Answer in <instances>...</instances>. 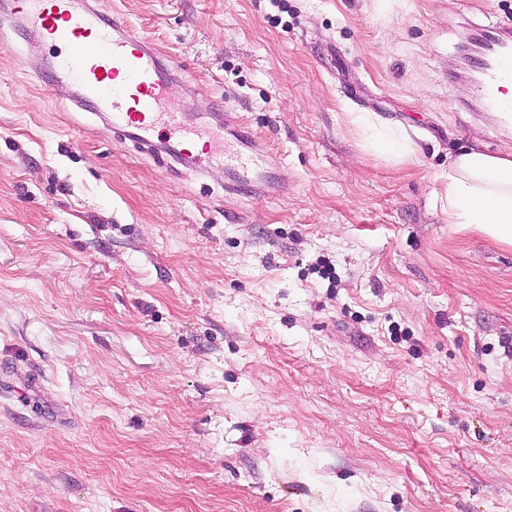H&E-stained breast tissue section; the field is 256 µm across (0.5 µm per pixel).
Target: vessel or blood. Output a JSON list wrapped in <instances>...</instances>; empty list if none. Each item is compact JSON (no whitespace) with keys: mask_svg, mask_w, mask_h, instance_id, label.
<instances>
[{"mask_svg":"<svg viewBox=\"0 0 512 512\" xmlns=\"http://www.w3.org/2000/svg\"><path fill=\"white\" fill-rule=\"evenodd\" d=\"M12 5L43 41L67 46L55 63L54 80L77 82L126 138L149 148L155 133L164 131L167 155L199 163L223 151L233 185L243 194L270 183L272 166L249 131L229 126L202 139L169 112V77L151 45L125 32L121 13L104 14L84 0H12ZM476 67L475 94L502 125L512 126V101L501 95L504 83L512 82V42L487 35Z\"/></svg>","mask_w":512,"mask_h":512,"instance_id":"obj_1","label":"vessel or blood"}]
</instances>
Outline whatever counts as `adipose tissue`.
Segmentation results:
<instances>
[{
  "label": "adipose tissue",
  "instance_id": "ef3b65f1",
  "mask_svg": "<svg viewBox=\"0 0 512 512\" xmlns=\"http://www.w3.org/2000/svg\"><path fill=\"white\" fill-rule=\"evenodd\" d=\"M448 222L512 246V147L498 155L472 149L448 168Z\"/></svg>",
  "mask_w": 512,
  "mask_h": 512
}]
</instances>
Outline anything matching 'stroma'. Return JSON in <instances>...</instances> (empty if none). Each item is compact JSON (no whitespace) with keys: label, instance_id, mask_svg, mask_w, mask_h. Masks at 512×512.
Wrapping results in <instances>:
<instances>
[{"label":"stroma","instance_id":"obj_1","mask_svg":"<svg viewBox=\"0 0 512 512\" xmlns=\"http://www.w3.org/2000/svg\"><path fill=\"white\" fill-rule=\"evenodd\" d=\"M88 2L286 191L115 135L0 0V512H512V247L443 204L512 0Z\"/></svg>","mask_w":512,"mask_h":512}]
</instances>
